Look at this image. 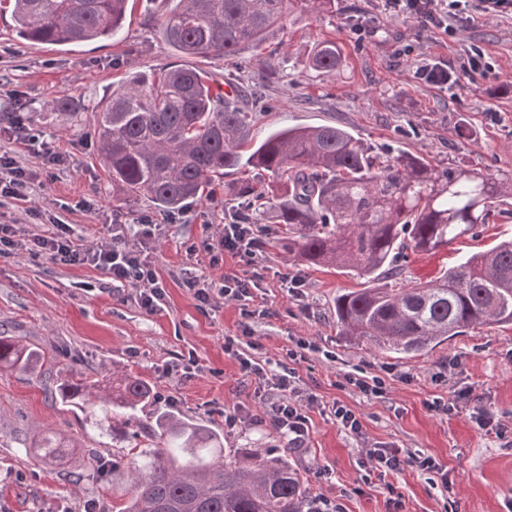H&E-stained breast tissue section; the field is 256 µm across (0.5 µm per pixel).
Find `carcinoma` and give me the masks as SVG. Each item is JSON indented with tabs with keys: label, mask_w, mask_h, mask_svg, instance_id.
Returning <instances> with one entry per match:
<instances>
[{
	"label": "carcinoma",
	"mask_w": 512,
	"mask_h": 512,
	"mask_svg": "<svg viewBox=\"0 0 512 512\" xmlns=\"http://www.w3.org/2000/svg\"><path fill=\"white\" fill-rule=\"evenodd\" d=\"M130 0H12L14 30L26 42L65 45L110 39ZM333 0H164L160 32L184 56L231 62L259 49L291 11ZM315 69L339 66L336 43L314 50ZM223 78L194 68L135 74L112 89L94 116L101 158L112 183L171 212L210 197L227 171L241 180L237 200L246 224H283V247L308 266L349 267L393 278L412 249H441L486 223L505 186L462 167L434 168L399 153L380 159L350 131L334 125L285 127L258 136L257 88L227 95ZM347 336L380 349L414 354L474 326L512 324V240L479 252L432 284L362 288L336 299ZM44 353L0 336V368L30 372ZM68 406L100 408L104 419L131 420L152 401L139 377L80 379L59 389ZM48 461L69 445L53 432L37 443ZM131 498L119 512H307L306 480L284 455L224 457L220 436L168 414L151 443L127 461Z\"/></svg>",
	"instance_id": "1"
}]
</instances>
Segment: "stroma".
<instances>
[{"instance_id": "35a3bbf8", "label": "stroma", "mask_w": 512, "mask_h": 512, "mask_svg": "<svg viewBox=\"0 0 512 512\" xmlns=\"http://www.w3.org/2000/svg\"><path fill=\"white\" fill-rule=\"evenodd\" d=\"M161 0H136L131 17L112 39L49 46L19 42L9 12L0 13V124L17 105L52 151L66 156L52 179L42 176L44 156L0 139V153L36 174L30 206L0 207V221L22 238L47 234L61 218L75 236L97 245L110 238L113 217L128 225L158 218L146 199L126 200L112 184L93 131L96 110L114 84L138 73L171 67L223 73L237 84H259L270 110L259 132L281 126L331 124L349 130L374 151H406L431 164L461 166L497 181H512V20L483 16L457 19L451 32L423 30L385 14L379 0H336L335 8L291 12L271 31L262 52L243 51L241 68L175 52L153 22ZM371 23L357 37L354 25ZM336 42L341 64L333 74L310 66L315 46ZM484 52L475 79L441 89L416 79L424 60L460 71L474 48ZM65 100L68 110L55 108ZM240 182L225 176L212 200H188L163 222L151 261L164 289L150 312L138 290L89 266H65L48 255L21 250L0 257V334L44 351L40 376L0 371V512H83L97 502L112 512L128 488L126 469L113 459L131 457V428L108 426L62 404L60 383L132 375L150 382L154 406L137 423L153 429L170 411L210 427L228 451L287 454L304 472L313 495L340 499L345 512H512V443L479 427L481 408L512 419V324L478 326L443 344L410 355L381 350L343 336L336 324L339 294L372 287L345 268L310 267L277 244L281 227L267 225L253 265L225 254L211 263L205 249L218 224L231 215L228 201ZM89 200L91 209L80 208ZM512 237V196L495 199L487 224L447 248L409 254L393 287L438 280L470 255ZM263 276L256 295L266 313L243 318L237 302L211 295L201 303L183 284L186 274L210 283L224 274ZM300 273L305 285L284 288V273ZM234 339L225 350V339ZM300 397L315 395L303 445H289L269 422L271 392L265 379L246 370L251 359L278 371L287 350ZM363 372L385 382L381 397L366 396L345 376ZM468 391L473 399L448 412L431 410L433 399ZM340 403L359 417L358 434L343 429L330 409ZM247 414L227 428L224 417ZM54 431L75 441L64 466L44 464L31 444ZM390 446L403 455L432 457L447 470L449 488L433 485L411 463L379 480L368 476L363 449Z\"/></svg>"}]
</instances>
